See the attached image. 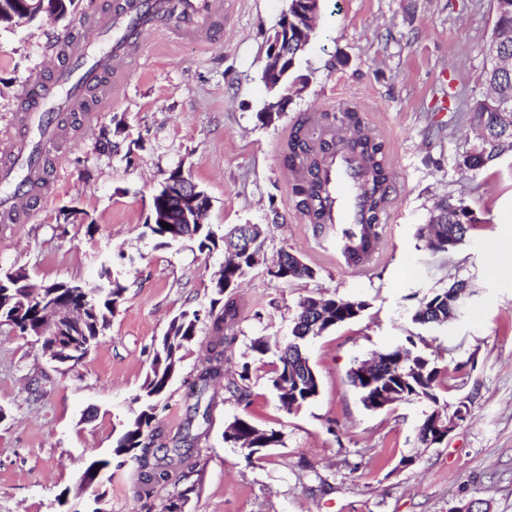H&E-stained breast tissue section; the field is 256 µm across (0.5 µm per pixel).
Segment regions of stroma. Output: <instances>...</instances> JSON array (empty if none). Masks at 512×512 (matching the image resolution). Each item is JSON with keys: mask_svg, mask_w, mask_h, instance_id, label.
<instances>
[{"mask_svg": "<svg viewBox=\"0 0 512 512\" xmlns=\"http://www.w3.org/2000/svg\"><path fill=\"white\" fill-rule=\"evenodd\" d=\"M112 2L76 0L62 20L0 27V139L26 137L21 91L52 45L79 39L84 18ZM287 7L224 0V22L202 44L147 34L137 57L119 61L125 80L93 128L62 123L63 159L49 161L47 187L25 223H0V268L25 267L39 285L94 284L107 262L126 287L96 347L72 368L0 324V512H84L96 497L106 512H162L181 491L185 512H450L476 499L489 512H512V152L475 173L455 167L468 147L470 99L483 89L493 0H320L316 32L292 72L304 89L268 120L262 71ZM347 106L383 141L392 174L380 257L361 273L316 248L318 232L284 161L295 124ZM177 168L209 196L208 224L260 225L266 257L291 252L315 276L282 282L259 265L242 280V319L224 372L250 363V396L211 386L200 398L210 409L192 472L147 490L137 462L112 448L139 410L170 321L195 310L197 335L156 410V444L179 437L200 400L189 384L207 354L211 281L224 262L222 250L194 240L163 246L143 236L153 194ZM449 194L480 222L455 252L435 255L422 230L433 203ZM457 279L473 291L462 317L443 328L411 321L431 289ZM319 295L367 308L310 341L319 394L290 413L267 384L273 354L250 345L287 339L299 302ZM410 336L440 364L465 365L441 397L466 402L470 414L428 448L414 432L424 405L366 410L347 378L355 362ZM243 415L279 430L281 445L246 460L224 441L227 423ZM101 458L106 473L81 483L89 461Z\"/></svg>", "mask_w": 512, "mask_h": 512, "instance_id": "1", "label": "stroma"}]
</instances>
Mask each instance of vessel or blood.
I'll return each instance as SVG.
<instances>
[{"label":"vessel or blood","mask_w":512,"mask_h":512,"mask_svg":"<svg viewBox=\"0 0 512 512\" xmlns=\"http://www.w3.org/2000/svg\"><path fill=\"white\" fill-rule=\"evenodd\" d=\"M166 0H115L111 11L101 17L84 20L82 40L72 43L66 56H48L50 80L42 82L37 96H24V117L36 124L32 140L0 142V154L16 157L19 168L0 169V223L14 224L30 196V187L22 183L20 173L31 161L48 158L61 132L58 121L48 120L50 109L78 113L83 128H90L94 115L84 102L89 85L101 84V97L112 93V64L134 51L138 43L127 39L129 29L144 35L155 31V18ZM185 20L173 34L179 39L204 41L211 24L224 17L223 0H185ZM325 222L330 228L351 229L362 217L363 199L354 175V166L346 154L327 155L322 168Z\"/></svg>","instance_id":"vessel-or-blood-1"}]
</instances>
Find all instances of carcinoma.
Wrapping results in <instances>:
<instances>
[{"mask_svg":"<svg viewBox=\"0 0 512 512\" xmlns=\"http://www.w3.org/2000/svg\"><path fill=\"white\" fill-rule=\"evenodd\" d=\"M73 0H0V26H9L23 19L30 21L51 11L60 16L67 13V4ZM495 24L492 40L505 54L512 56V0H493ZM482 79L490 93L482 94L473 102L474 149H466L458 155L456 167L462 174L476 172L497 161L503 154L512 152V72H497L484 69ZM348 129L353 136L339 142L323 141L317 145L310 138L308 122L295 126L289 134L285 161L295 169L298 177L293 185L294 192L301 196L300 206L311 223L321 225L323 209V182L319 156L337 149L348 153L355 165V174L364 193L367 217L357 225L356 231L346 237L344 252L348 262L366 266L372 261L379 247L376 222L389 203V167L385 160L384 145L368 129L362 127L360 116L355 111L345 113ZM164 212L169 224L180 226L181 233L199 241L200 248H224V268L221 277L212 281L218 295L214 303L222 304L218 314L212 317L210 327L207 365L198 373L194 382L196 394L203 395L210 384L224 377V346L236 339L235 329L240 323L241 307L234 294L243 279L242 271L249 270V256L236 250L234 235L230 232L220 236L212 225L183 224L176 202L165 199V190L159 189L153 196L152 212ZM480 222L475 211L461 198L448 196L438 202L427 224L426 248L435 255L446 254L457 249L464 241L472 226ZM279 259L285 266L275 273H268L273 279L288 282L295 278H312L314 270L308 265L293 264L292 253L282 250ZM100 282L88 285L80 281L54 282L41 294H33L34 286L22 267L0 269V322L8 320L18 326L22 334L36 332L39 314L48 305L54 304L83 310L84 316L73 321L67 331L58 336L62 343H73L79 351L78 361L90 353L99 336L108 327L114 315L125 286L113 277L112 270L102 265ZM468 287L465 280H456L446 288H435L425 296L412 313V321L432 326H445L463 313L459 306L458 292ZM307 297L299 303L294 318L291 339L284 346L271 343L259 337L252 341L251 348L260 355L272 350L277 353L268 379L270 387L277 393L282 407L292 413L310 403L319 393V377L309 364L306 343L322 334L323 330L311 328V312L305 306L313 303ZM336 321L331 326L350 321L353 314L350 307L355 299L334 298ZM199 314L187 311L174 318L159 348L156 350L151 370L147 374L139 395V411L127 422L124 432L117 438L115 455L135 449L133 458L138 462L141 483L150 487L170 478V471L185 467L191 458V445L198 438L193 433V421H188L185 433L175 440L173 447H154L158 400L168 392L169 384L161 376L168 365L172 347L184 348L196 336ZM408 345L397 346L376 354L379 369L388 376L401 393L400 402L430 403L432 410L448 415V402H439L440 391L447 387L448 367L441 366L438 358H431L420 352L414 337L407 338ZM252 368L244 363L238 377L230 378L225 388L240 397L246 396V382L251 379ZM350 383L360 393L362 403L376 393V385L359 373L354 365L348 374ZM240 439L257 448H274L282 443L281 432L255 426L248 417L237 416L228 424Z\"/></svg>","mask_w":512,"mask_h":512,"instance_id":"1","label":"carcinoma"}]
</instances>
